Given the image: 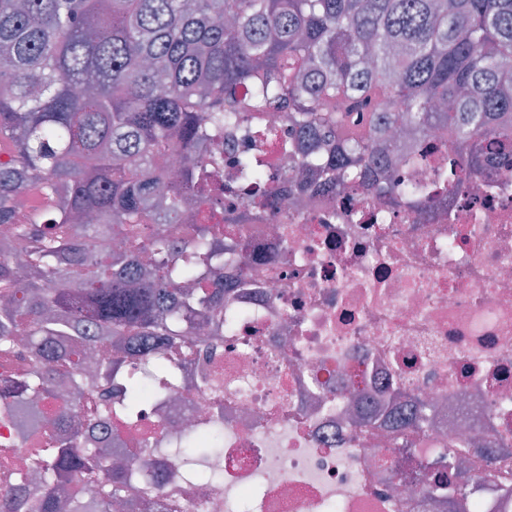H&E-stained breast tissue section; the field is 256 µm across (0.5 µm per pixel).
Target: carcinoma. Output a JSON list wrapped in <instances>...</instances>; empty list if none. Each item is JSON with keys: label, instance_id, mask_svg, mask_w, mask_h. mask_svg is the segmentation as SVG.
<instances>
[{"label": "carcinoma", "instance_id": "cac0c4a2", "mask_svg": "<svg viewBox=\"0 0 512 512\" xmlns=\"http://www.w3.org/2000/svg\"><path fill=\"white\" fill-rule=\"evenodd\" d=\"M265 112L285 114L300 189L326 168L334 187L393 179L395 131L469 148L450 183L482 173L485 145L512 170V0H0V354L29 364L0 381V414L63 393L40 426L69 432L0 489V512H110L126 493L76 407L112 359L79 371L70 352L101 333L141 345L120 403L98 393L103 416L176 390L166 346L224 304V158L198 146L273 139ZM236 165L260 188L249 205L275 212L265 166L248 150ZM200 261L217 273L206 288ZM219 445L181 438L191 459ZM416 478L462 509L488 475L438 482L421 464Z\"/></svg>", "mask_w": 512, "mask_h": 512}]
</instances>
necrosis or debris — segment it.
Segmentation results:
<instances>
[{
    "label": "necrosis or debris",
    "instance_id": "necrosis-or-debris-1",
    "mask_svg": "<svg viewBox=\"0 0 512 512\" xmlns=\"http://www.w3.org/2000/svg\"><path fill=\"white\" fill-rule=\"evenodd\" d=\"M262 150L279 176L275 217L224 202L237 220L224 237L232 326H203L206 344L192 335L173 351L178 395L133 425L104 422L129 468L117 512H443L402 473L412 458L436 465L475 415L464 470L495 489L472 492L465 512H512V448L500 445L512 439V173L487 153L482 175L448 192L460 153L422 136L399 144L401 196L366 179L299 205L294 157ZM407 401L421 421L405 435L383 419ZM364 406L376 423L360 430ZM187 430L222 432L219 485L194 477L178 449ZM40 445L28 424L0 421V484Z\"/></svg>",
    "mask_w": 512,
    "mask_h": 512
}]
</instances>
